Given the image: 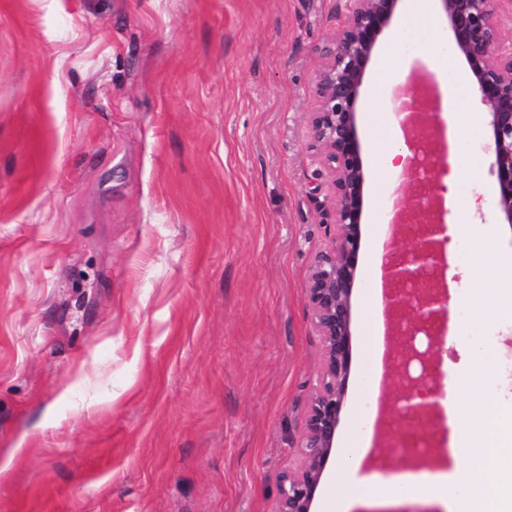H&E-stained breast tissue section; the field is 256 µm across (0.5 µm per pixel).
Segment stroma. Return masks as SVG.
Masks as SVG:
<instances>
[{"label":"stroma","mask_w":512,"mask_h":512,"mask_svg":"<svg viewBox=\"0 0 512 512\" xmlns=\"http://www.w3.org/2000/svg\"><path fill=\"white\" fill-rule=\"evenodd\" d=\"M344 19L341 0H0V512H277L321 366L305 286L334 211L307 114ZM453 106L481 153L477 224L446 244L456 331L494 367L455 394L477 422L512 408V227L474 87ZM365 175L336 462L399 183Z\"/></svg>","instance_id":"1"}]
</instances>
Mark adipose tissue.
Listing matches in <instances>:
<instances>
[{
  "label": "adipose tissue",
  "mask_w": 512,
  "mask_h": 512,
  "mask_svg": "<svg viewBox=\"0 0 512 512\" xmlns=\"http://www.w3.org/2000/svg\"><path fill=\"white\" fill-rule=\"evenodd\" d=\"M440 14L436 0H408L407 19L393 31V45L413 42L438 62L455 60L456 54L448 30L440 22ZM369 320L372 366L363 374L365 405L358 417L359 433L349 439L333 473L337 512H364L365 508L374 505H408L420 501L439 508L440 512H484L489 488L488 473L512 474V415L488 409L478 443L464 450L459 448L457 437L466 412L460 405L445 403V417L451 435L450 463L437 460L418 471L387 477L368 467L383 376L381 300H374Z\"/></svg>",
  "instance_id": "adipose-tissue-1"
}]
</instances>
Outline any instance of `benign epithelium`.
<instances>
[{
    "mask_svg": "<svg viewBox=\"0 0 512 512\" xmlns=\"http://www.w3.org/2000/svg\"><path fill=\"white\" fill-rule=\"evenodd\" d=\"M346 19L320 49L322 65L313 80L316 109L308 116V144L325 175L333 209V233L314 257L306 284L314 328L322 342V360L299 441V463L279 478L278 512H313L312 504L325 468L334 451L336 431L347 394L352 359V296L356 260L362 242L365 173L359 136L358 101L379 36L402 8L404 0H344ZM446 15L448 32L475 78L488 116L491 168L498 195L494 206L501 223L512 228V41L503 31L512 29V0H438ZM410 95L399 98L398 112L406 113V143L417 155L428 146L443 166L448 144L439 122V97L431 76L419 70L406 78ZM416 181L397 198L389 222L386 249L399 248V225H427L408 257L387 269L385 307L392 318L391 351L406 368L416 361L417 377L404 373V389L388 402L406 411L428 413L415 402L421 390L438 391L434 373L435 348L447 329V320L436 323L447 311L446 258L439 257L433 228L436 218L418 207ZM417 325L427 347L416 346V336H400L403 322Z\"/></svg>",
    "mask_w": 512,
    "mask_h": 512,
    "instance_id": "7a95c632",
    "label": "benign epithelium"
}]
</instances>
